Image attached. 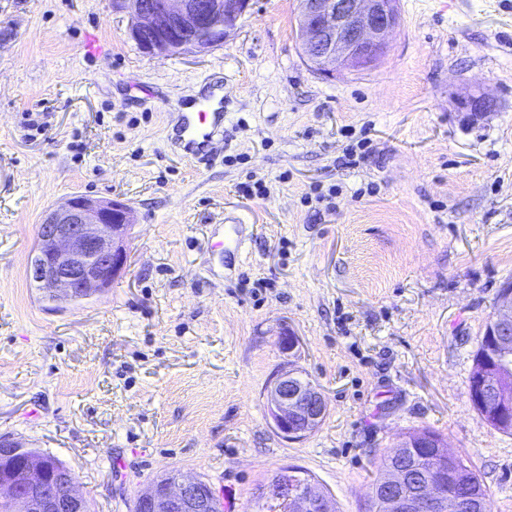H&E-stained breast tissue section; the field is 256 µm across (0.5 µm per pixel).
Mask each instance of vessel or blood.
I'll list each match as a JSON object with an SVG mask.
<instances>
[{
    "mask_svg": "<svg viewBox=\"0 0 512 512\" xmlns=\"http://www.w3.org/2000/svg\"><path fill=\"white\" fill-rule=\"evenodd\" d=\"M170 134L174 148L186 159L193 160L213 152L224 138V86L209 87L196 111L171 115Z\"/></svg>",
    "mask_w": 512,
    "mask_h": 512,
    "instance_id": "1",
    "label": "vessel or blood"
}]
</instances>
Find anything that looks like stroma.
I'll return each instance as SVG.
<instances>
[{
  "instance_id": "1",
  "label": "stroma",
  "mask_w": 512,
  "mask_h": 512,
  "mask_svg": "<svg viewBox=\"0 0 512 512\" xmlns=\"http://www.w3.org/2000/svg\"><path fill=\"white\" fill-rule=\"evenodd\" d=\"M298 7L252 0L224 44L150 56L112 0H0V435L65 463L92 512L173 470L252 512L289 465L366 512L383 453L427 427L512 512V434L467 394L512 282V0H399L379 66L335 77L302 59ZM219 79L224 147L194 166L168 110ZM252 178L266 198L238 193ZM73 194L133 220L111 287L61 306L28 259ZM227 209L257 229L234 260ZM288 363L328 405L296 442L264 397ZM462 106L468 108L470 112H465V118L472 122H476L484 118L488 112H483L491 105L490 99L481 91H475L461 102Z\"/></svg>"
}]
</instances>
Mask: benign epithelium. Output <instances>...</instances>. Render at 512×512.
Segmentation results:
<instances>
[{
  "mask_svg": "<svg viewBox=\"0 0 512 512\" xmlns=\"http://www.w3.org/2000/svg\"><path fill=\"white\" fill-rule=\"evenodd\" d=\"M251 0H114L128 17V31L149 55L203 52L221 45L245 16ZM399 0H299V51L323 76L375 68L388 52V36L399 25ZM490 99L475 91L462 100L465 118L486 116ZM131 223L128 207L112 200L76 194L48 209L38 224L30 275L51 300L78 302L110 287L127 262L123 239ZM485 338L490 349L479 357L468 384V398L498 425L512 427V283L500 290L497 310ZM272 428L288 441H300L327 414L325 397L302 370L282 368L265 389ZM438 448L442 470L418 478L408 468L390 469L370 497L369 512H479V501L452 490L457 457L443 440L427 433L407 435L399 448ZM0 499L12 512H83L84 498L69 473L47 489V475L31 460L26 446L0 436ZM259 512L285 505L288 512H332L331 497L313 477L288 466L260 489ZM142 512H215L206 481L176 474L141 495Z\"/></svg>",
  "mask_w": 512,
  "mask_h": 512,
  "instance_id": "benign-epithelium-1",
  "label": "benign epithelium"
}]
</instances>
